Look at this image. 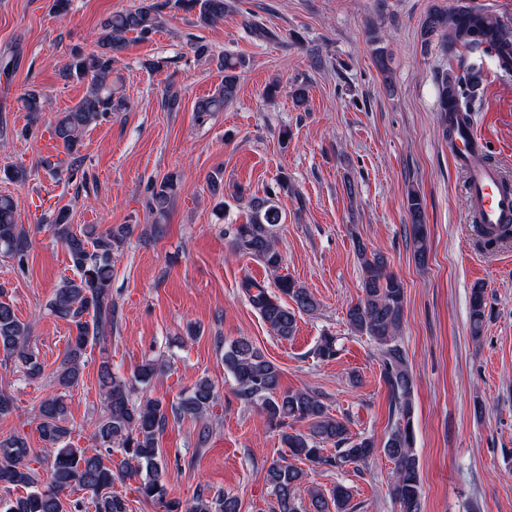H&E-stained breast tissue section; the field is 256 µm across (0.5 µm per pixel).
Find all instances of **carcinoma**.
<instances>
[{
  "label": "carcinoma",
  "mask_w": 512,
  "mask_h": 512,
  "mask_svg": "<svg viewBox=\"0 0 512 512\" xmlns=\"http://www.w3.org/2000/svg\"><path fill=\"white\" fill-rule=\"evenodd\" d=\"M230 0H140L137 7L109 17L96 40V49L85 52L74 49L66 66L68 76L87 82L84 96L76 105L59 113L49 122L52 134L61 143L66 158L42 161L51 172L65 175V181L77 180L83 165L80 149L83 136L126 108L125 100L112 91V70L115 54L126 35L134 33L147 38L157 31L164 10L196 11L197 23L214 25L224 19ZM422 36L429 42L440 36L443 44L452 41L471 51L493 53L504 62L512 57V29L502 25L490 14L460 5L454 9H436L422 21ZM224 69V82L209 97L199 100L195 112H221L237 93L236 69L244 62L226 56L219 62ZM477 76L455 78L443 75L440 87V111L472 112L477 99ZM22 108L29 123L36 124L47 111V100L38 91L22 98ZM179 178L169 174L150 186L146 206L153 218V232L160 235L168 217L169 207L178 193ZM276 192L248 202L250 219L235 228L234 249L276 272L282 264L278 248L277 227L282 216L275 205ZM406 209L411 224L416 261L424 265L428 259L425 205L416 191L408 193ZM53 236L65 248L74 276L63 278L47 303V310L57 319L72 326L63 356L55 371V383L62 392L42 399L32 410L38 421L37 430L44 444V455L38 463L44 466L47 481H41L37 468L30 465V448L26 437L12 435L0 439V487L4 491L23 490L15 498L0 497V512H129L122 494L112 491L114 483L125 477L139 479L136 491L145 499L164 504L167 512H240L238 497L217 494L213 497L197 493L187 504L165 501L167 489L162 481L165 462L158 447L159 435L169 419L189 416L197 421L207 419L218 403V394L206 378L196 380L177 402L140 395L138 387H147L159 369L153 360L138 365L128 377L112 371L107 345L118 332L120 307L112 297V262L132 233L131 226L120 224L104 230L88 224L77 230L68 214L60 210L48 219ZM484 244L492 247L512 238L507 231L478 226ZM30 230L18 223L17 202L10 195H0V256L13 261V268H26L30 250ZM355 251L362 272L363 296L346 311L350 330L369 337L379 348L382 374L392 394L395 423L383 445L385 457L393 464L390 495L399 512H422V483L414 453L413 372L400 343L404 316L405 291L400 279L389 273L382 254L370 250L356 240ZM249 299L261 319L274 335L289 339L297 329L296 314H312L318 304L311 292L290 276L276 278L273 293L266 287L245 283ZM294 302L290 307L283 298ZM484 287L472 289L470 332L481 337L486 321ZM90 347L99 348V388L103 411L95 422L93 448H78L72 441L68 425L65 391L78 385L83 377L84 357ZM0 350L14 360L28 380L40 379L44 365L30 346V327L16 315L12 305L0 299ZM342 351L340 338L324 333L315 355L322 361L337 358ZM224 367L236 383V394L246 404L256 405L267 420L279 427L280 441L286 451L272 458L266 469V480L275 498L274 512H351L352 493L342 485L329 494L314 487L307 489L309 504L300 495L307 486L308 472L296 462L307 461L328 469L352 468L355 471L370 462L375 446L368 437L353 438L347 423L332 417L319 396L307 390L281 389L280 369L244 338L224 345ZM294 422L307 424V431H290ZM323 443L335 445L334 453L326 454ZM117 449L123 456L118 467L104 461ZM83 492L65 508L62 494Z\"/></svg>",
  "instance_id": "1"
}]
</instances>
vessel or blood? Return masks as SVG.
Segmentation results:
<instances>
[{
    "label": "vessel or blood",
    "instance_id": "obj_1",
    "mask_svg": "<svg viewBox=\"0 0 512 512\" xmlns=\"http://www.w3.org/2000/svg\"><path fill=\"white\" fill-rule=\"evenodd\" d=\"M483 140L473 131L470 119H459L450 151L460 167L467 171L468 187L479 223L506 225L512 223V191L503 189L499 169L492 164L474 163L476 153L484 150Z\"/></svg>",
    "mask_w": 512,
    "mask_h": 512
}]
</instances>
